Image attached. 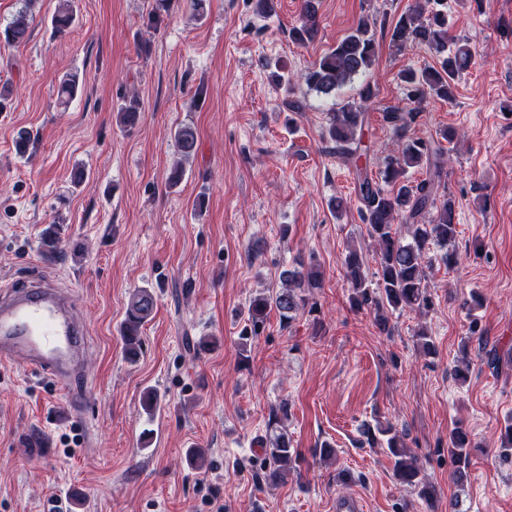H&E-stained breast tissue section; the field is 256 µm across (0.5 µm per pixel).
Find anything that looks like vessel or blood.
I'll list each match as a JSON object with an SVG mask.
<instances>
[{"label": "vessel or blood", "instance_id": "1", "mask_svg": "<svg viewBox=\"0 0 512 512\" xmlns=\"http://www.w3.org/2000/svg\"><path fill=\"white\" fill-rule=\"evenodd\" d=\"M88 337L71 295L42 272L0 286V365H14L59 382L74 418L88 407Z\"/></svg>", "mask_w": 512, "mask_h": 512}]
</instances>
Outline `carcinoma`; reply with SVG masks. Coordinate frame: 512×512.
I'll return each instance as SVG.
<instances>
[{"instance_id":"carcinoma-1","label":"carcinoma","mask_w":512,"mask_h":512,"mask_svg":"<svg viewBox=\"0 0 512 512\" xmlns=\"http://www.w3.org/2000/svg\"><path fill=\"white\" fill-rule=\"evenodd\" d=\"M34 0H24V6L11 21L0 29V43L11 47L24 42L30 29V5ZM76 10L69 4L57 10L51 17L55 34L66 33L75 23ZM317 33L316 0H303L300 25L293 27L292 38L306 44ZM391 43L401 48L408 44L425 46L438 58L439 67L420 71L406 69L400 74L407 99L414 107L403 110L399 107L383 109V119L396 131L405 132L420 114V105L428 96L450 100L453 84L467 70L475 56V50L466 41L448 43L447 0H416L415 5L402 14L391 30ZM379 44L368 24L359 23L355 31L345 36L335 47L325 53L312 67L301 74V79L313 90L325 96L336 94V90L357 76L368 75L378 57ZM79 88V76L67 74L58 86L62 100L71 99ZM378 97L376 84L364 82L360 101L347 102L335 109L326 128L327 138L334 143L336 152L342 155L358 172V193L363 207L361 220L367 224L370 237L376 244L377 264L381 295L372 296L362 272V259L350 251L344 260L345 277L352 288L351 302L358 309L373 307L380 311L386 307L393 311H421L429 307L426 292L428 270L431 260L427 257V246L435 243L442 247L456 236L452 208L449 201L436 203V194L441 183L442 153L431 143L421 138L406 140L394 155L385 158L382 179L389 186L384 189L362 171L360 145L364 134L367 112ZM140 102L135 97L123 99L119 108V121L132 128L140 119ZM174 140L181 156L169 175V183L178 184L185 164L194 157L197 145L196 130L183 125L174 131ZM426 165L429 178L416 185L405 181L407 169ZM397 223L411 226L410 238L405 239L394 230ZM282 288L275 293H259L248 305L246 325L242 337L248 339L260 334L271 310H276L285 323L307 304L306 290L322 287V275L311 265L306 269L285 270L281 273ZM155 307L153 293L142 288L133 294L123 321L121 332L125 352L135 360L142 346L141 328L152 315ZM366 441L371 445L386 444L394 458V475L403 485L413 489L423 498L431 496V485L422 475L418 458L407 455L401 436L386 427L377 426L364 430ZM469 438L462 427L457 426L448 433V456L454 465V478L461 482L470 466ZM297 457L287 432L279 433L271 447L266 449L264 479L274 484L283 479Z\"/></svg>"}]
</instances>
